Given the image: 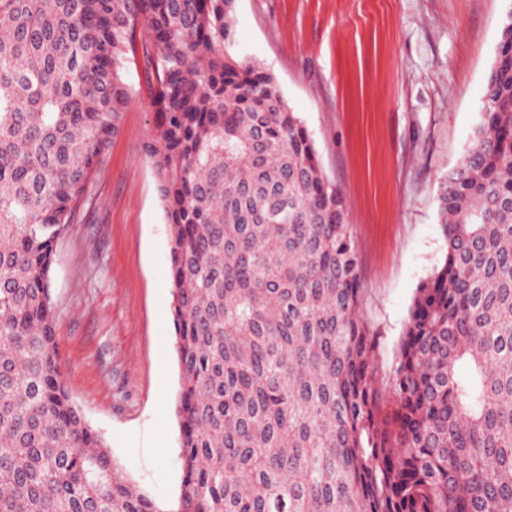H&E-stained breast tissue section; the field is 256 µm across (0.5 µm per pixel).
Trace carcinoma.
Wrapping results in <instances>:
<instances>
[{
    "instance_id": "obj_1",
    "label": "carcinoma",
    "mask_w": 512,
    "mask_h": 512,
    "mask_svg": "<svg viewBox=\"0 0 512 512\" xmlns=\"http://www.w3.org/2000/svg\"><path fill=\"white\" fill-rule=\"evenodd\" d=\"M233 5L0 0V512H160L62 385L48 288L131 54L171 227L174 512H512V64L490 68L439 196L443 264L385 372L340 191L274 77L231 52Z\"/></svg>"
}]
</instances>
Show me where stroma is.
Wrapping results in <instances>:
<instances>
[{"label":"stroma","mask_w":512,"mask_h":512,"mask_svg":"<svg viewBox=\"0 0 512 512\" xmlns=\"http://www.w3.org/2000/svg\"><path fill=\"white\" fill-rule=\"evenodd\" d=\"M512 0H235L233 52L271 73L341 191L362 314L391 366L417 286L446 252L444 183L472 143ZM131 101L49 271L63 382L120 473L169 512L181 488L171 240Z\"/></svg>","instance_id":"obj_1"}]
</instances>
